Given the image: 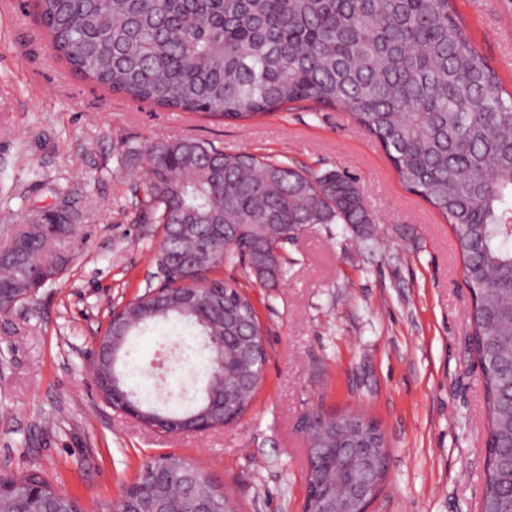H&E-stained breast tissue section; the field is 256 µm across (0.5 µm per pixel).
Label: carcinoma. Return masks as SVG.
Returning <instances> with one entry per match:
<instances>
[{
  "instance_id": "1",
  "label": "carcinoma",
  "mask_w": 512,
  "mask_h": 512,
  "mask_svg": "<svg viewBox=\"0 0 512 512\" xmlns=\"http://www.w3.org/2000/svg\"><path fill=\"white\" fill-rule=\"evenodd\" d=\"M56 56L84 79L133 101L226 120L263 117L310 101L341 109L383 148L404 185L450 225L472 294L470 345L484 381L489 428L480 512H512V90L473 42L455 0H37ZM149 167L128 185L123 219L158 224L162 241L140 319L107 325L124 336L114 370L134 405L158 406L138 393L127 370L130 337L149 324L175 322L202 339L208 383L191 410L216 423L241 418L264 377L267 352L255 308L234 280L211 278L220 264L242 266L266 288L282 277L279 249L311 224H348L369 234L374 219L351 178L314 175L285 160L228 153L207 141L126 143L119 163L142 156ZM53 202L31 210L0 256V308L24 288L60 272L54 243L70 237L83 195L53 184ZM204 282L197 304L170 301L186 281ZM240 345L251 358L240 362ZM310 465L305 512L323 500L357 512L346 487L379 484L386 442L363 413L304 418ZM189 463L161 457L144 464L119 498L98 512H124L151 488L170 506L183 495ZM32 469L0 471L3 512H87L81 499ZM213 512H233L224 490L197 491Z\"/></svg>"
}]
</instances>
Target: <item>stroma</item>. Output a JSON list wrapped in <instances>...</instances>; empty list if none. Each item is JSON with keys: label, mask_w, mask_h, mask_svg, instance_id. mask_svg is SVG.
Wrapping results in <instances>:
<instances>
[{"label": "stroma", "mask_w": 512, "mask_h": 512, "mask_svg": "<svg viewBox=\"0 0 512 512\" xmlns=\"http://www.w3.org/2000/svg\"><path fill=\"white\" fill-rule=\"evenodd\" d=\"M455 0L481 52L512 53V0ZM207 140L227 152L274 156L354 178L372 232L312 224L282 250L278 288L251 282L265 334L262 386L238 422L166 433L112 409L92 371L111 307L153 280L160 235L119 221L144 164L119 166L127 141ZM85 195L84 218L53 254L62 272L0 310V470L36 468L85 503L112 501L142 465L170 455L220 484L240 512H302L314 409L357 410L387 443L385 477L370 512H479L487 417L469 343L471 295L451 227L408 191L381 146L348 113L307 101L257 121L165 111L81 78L51 48L34 0H0V249L45 187ZM181 327L134 337L130 367L149 366ZM145 380L171 394L201 387L205 359L176 355Z\"/></svg>", "instance_id": "35a3bbf8"}]
</instances>
